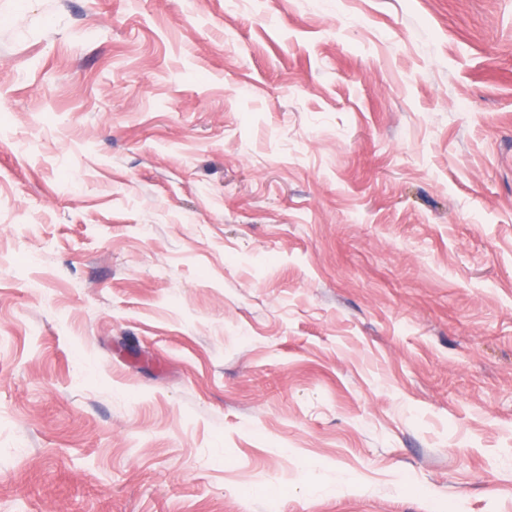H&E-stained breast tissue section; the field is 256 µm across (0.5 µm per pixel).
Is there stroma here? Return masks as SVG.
<instances>
[{"label": "stroma", "instance_id": "stroma-1", "mask_svg": "<svg viewBox=\"0 0 512 512\" xmlns=\"http://www.w3.org/2000/svg\"><path fill=\"white\" fill-rule=\"evenodd\" d=\"M512 512V0H0V512Z\"/></svg>", "mask_w": 512, "mask_h": 512}]
</instances>
